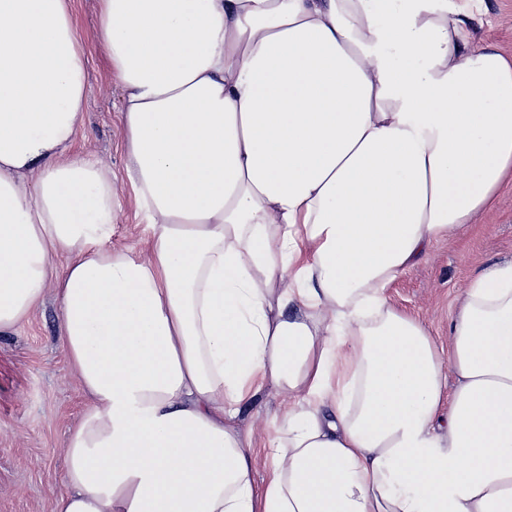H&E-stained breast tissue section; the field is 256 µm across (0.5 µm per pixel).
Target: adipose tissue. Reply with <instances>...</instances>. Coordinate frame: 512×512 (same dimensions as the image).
Masks as SVG:
<instances>
[{"label": "adipose tissue", "instance_id": "ef3b65f1", "mask_svg": "<svg viewBox=\"0 0 512 512\" xmlns=\"http://www.w3.org/2000/svg\"><path fill=\"white\" fill-rule=\"evenodd\" d=\"M460 0H100L126 178L73 158L71 0H0V335L48 284L91 405L54 512H512V262L439 349L386 290L512 180ZM66 257L57 267V257ZM285 400L263 484L242 415Z\"/></svg>", "mask_w": 512, "mask_h": 512}]
</instances>
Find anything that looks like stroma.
Segmentation results:
<instances>
[{
    "mask_svg": "<svg viewBox=\"0 0 512 512\" xmlns=\"http://www.w3.org/2000/svg\"><path fill=\"white\" fill-rule=\"evenodd\" d=\"M475 38L512 56V0H475ZM75 33L84 48L86 103L74 155L104 162L118 176L112 244L140 253L152 236L125 178L127 153L121 90L98 47V0H73ZM512 261V184L462 236L434 242L426 257L387 290L390 302L448 344L455 300L485 266ZM88 404L66 358L54 289L13 334L0 337V512H53L64 492V448Z\"/></svg>",
    "mask_w": 512,
    "mask_h": 512,
    "instance_id": "obj_1",
    "label": "stroma"
}]
</instances>
